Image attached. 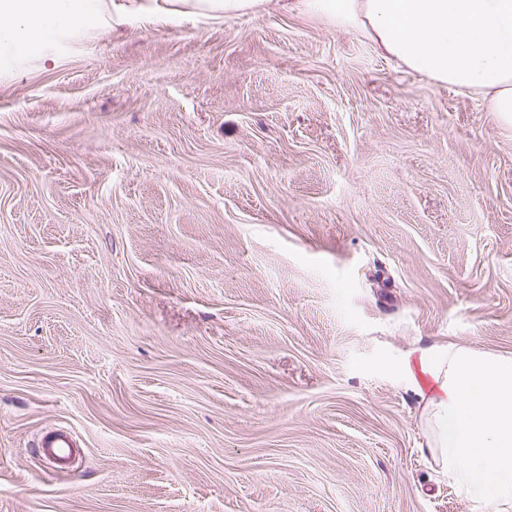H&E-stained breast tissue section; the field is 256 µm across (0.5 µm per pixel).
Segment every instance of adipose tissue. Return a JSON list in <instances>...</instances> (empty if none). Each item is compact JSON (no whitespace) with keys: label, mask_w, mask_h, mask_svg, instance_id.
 Listing matches in <instances>:
<instances>
[{"label":"adipose tissue","mask_w":512,"mask_h":512,"mask_svg":"<svg viewBox=\"0 0 512 512\" xmlns=\"http://www.w3.org/2000/svg\"><path fill=\"white\" fill-rule=\"evenodd\" d=\"M169 16L224 19L272 0H163ZM356 31L394 69L479 100L512 125V0H287ZM105 0H0V69L52 59L70 32L112 23ZM422 403L428 446L464 496L512 512V356L432 345L396 366Z\"/></svg>","instance_id":"obj_1"}]
</instances>
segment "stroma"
Segmentation results:
<instances>
[{
    "instance_id": "obj_1",
    "label": "stroma",
    "mask_w": 512,
    "mask_h": 512,
    "mask_svg": "<svg viewBox=\"0 0 512 512\" xmlns=\"http://www.w3.org/2000/svg\"><path fill=\"white\" fill-rule=\"evenodd\" d=\"M142 3L0 71V512H488L389 365L512 355V126L350 29ZM41 455L53 463L55 470L69 468L79 448H76V440L73 434L65 430H54L45 433L39 440Z\"/></svg>"
}]
</instances>
